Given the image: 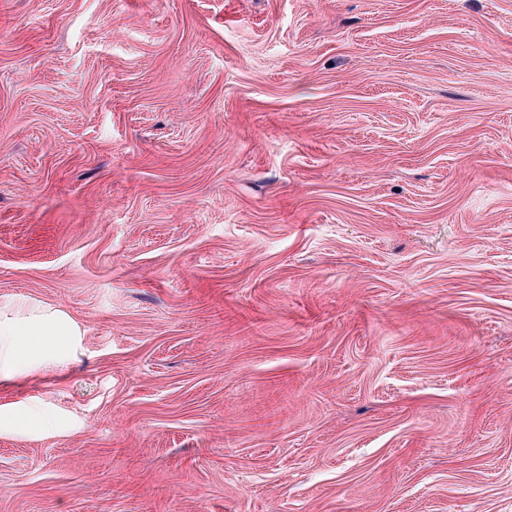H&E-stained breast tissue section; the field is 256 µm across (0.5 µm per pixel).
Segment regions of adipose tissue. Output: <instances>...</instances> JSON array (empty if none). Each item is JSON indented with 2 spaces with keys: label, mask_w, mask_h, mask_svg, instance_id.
I'll return each mask as SVG.
<instances>
[{
  "label": "adipose tissue",
  "mask_w": 512,
  "mask_h": 512,
  "mask_svg": "<svg viewBox=\"0 0 512 512\" xmlns=\"http://www.w3.org/2000/svg\"><path fill=\"white\" fill-rule=\"evenodd\" d=\"M77 331L60 311L34 306L23 298L0 300V378L26 377L46 363L69 362Z\"/></svg>",
  "instance_id": "adipose-tissue-1"
}]
</instances>
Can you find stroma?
<instances>
[{
    "label": "stroma",
    "instance_id": "35a3bbf8",
    "mask_svg": "<svg viewBox=\"0 0 512 512\" xmlns=\"http://www.w3.org/2000/svg\"><path fill=\"white\" fill-rule=\"evenodd\" d=\"M0 512H512V0H0ZM77 331L60 311L24 298L0 300V378H24L45 363L63 365L75 354Z\"/></svg>",
    "mask_w": 512,
    "mask_h": 512
}]
</instances>
